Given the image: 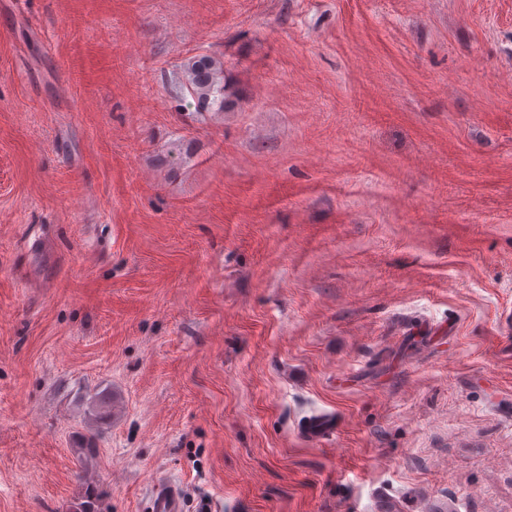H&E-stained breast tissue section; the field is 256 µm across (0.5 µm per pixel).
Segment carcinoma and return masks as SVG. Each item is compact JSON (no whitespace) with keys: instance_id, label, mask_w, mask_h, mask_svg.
Returning a JSON list of instances; mask_svg holds the SVG:
<instances>
[{"instance_id":"1","label":"carcinoma","mask_w":512,"mask_h":512,"mask_svg":"<svg viewBox=\"0 0 512 512\" xmlns=\"http://www.w3.org/2000/svg\"><path fill=\"white\" fill-rule=\"evenodd\" d=\"M180 83L199 112H222L230 103L224 61L213 55L199 54L190 58L184 65Z\"/></svg>"}]
</instances>
